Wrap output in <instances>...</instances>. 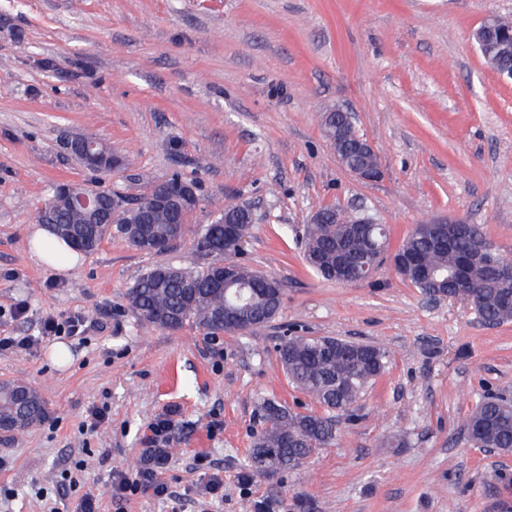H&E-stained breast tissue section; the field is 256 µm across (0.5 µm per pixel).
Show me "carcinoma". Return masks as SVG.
<instances>
[{
    "mask_svg": "<svg viewBox=\"0 0 512 512\" xmlns=\"http://www.w3.org/2000/svg\"><path fill=\"white\" fill-rule=\"evenodd\" d=\"M337 137L336 148H347L348 165L361 158L352 144L361 137L353 122L331 128L329 137ZM52 213L55 236L65 241V226H76L90 238L91 251H96L108 234L101 228L112 221L109 207L101 209L96 224L81 223L80 212L71 210L50 198L36 215L42 223ZM344 210L336 206L319 208L306 225L303 244L304 259L309 267L323 278L336 280V265L340 251L345 249L361 260L373 248H389V230L384 224H366L364 231L355 234L349 224L336 223V215ZM234 216L243 225L244 235H250L252 219L246 204L228 202L214 213L210 223L202 225L193 239V248L216 242L218 248L210 253L213 261L200 266H177L178 276L163 275L170 269L159 265L144 271L128 290V300L140 322L166 330L185 325L215 336L225 332L224 307H249L239 333H255L275 320L281 309L278 305L254 292L265 282L283 288L276 278L243 263H233L236 278L218 288L212 283L215 265L236 254L238 242L224 240V218ZM185 224H174L165 211L152 213L151 222L140 228L139 239L124 238L131 247L147 253H162L182 240ZM437 224H416L402 239L392 256L394 271L404 281L422 293L441 296L456 294L466 297L475 314L494 325L512 323V302L506 297L512 288H504L495 274L494 259L476 263L469 272L471 287H448V270L457 264L458 255L470 253L480 245H490L483 225L471 224L458 234L451 248L438 243ZM279 364L289 381L310 396L324 410L317 413L295 411L286 404L265 401L262 404L265 424L254 434L253 449L248 456V476L263 477L286 473L296 468V460L304 453L326 447L336 438V418L333 414L349 415L366 387L383 375L385 352L371 344L348 341L333 336H291L277 349ZM45 415L44 400L33 387L29 388L28 404L15 411L17 426L26 429L41 422ZM466 430L468 440L478 448H499L512 452V405L501 399L488 398L471 412Z\"/></svg>",
    "mask_w": 512,
    "mask_h": 512,
    "instance_id": "obj_1",
    "label": "carcinoma"
}]
</instances>
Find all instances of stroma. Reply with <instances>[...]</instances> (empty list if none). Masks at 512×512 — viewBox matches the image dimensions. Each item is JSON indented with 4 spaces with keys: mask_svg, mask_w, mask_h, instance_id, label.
<instances>
[{
    "mask_svg": "<svg viewBox=\"0 0 512 512\" xmlns=\"http://www.w3.org/2000/svg\"><path fill=\"white\" fill-rule=\"evenodd\" d=\"M512 0H0V336L52 342L0 351V381L33 386L45 419L0 433V512H76L112 468L130 471L148 423L173 411L163 479L184 512L212 475L214 512H512V455L471 445L486 397L512 399V323L432 301L383 263L326 281L303 260L312 213L334 205L399 244L436 217L481 224L512 258V81L471 39ZM342 107L385 167L358 182L321 126ZM94 137L122 160L95 172L70 152ZM181 173L201 201L162 254L106 238L67 274L37 262L35 216L61 182L127 198ZM256 221L239 256L280 279L284 307L247 335L141 325L127 291L145 270L197 266L194 232L224 203ZM284 336L384 349L387 368L336 439L299 469L243 481L259 406L317 410L276 361ZM109 421L88 429L92 407Z\"/></svg>",
    "mask_w": 512,
    "mask_h": 512,
    "instance_id": "1",
    "label": "stroma"
}]
</instances>
